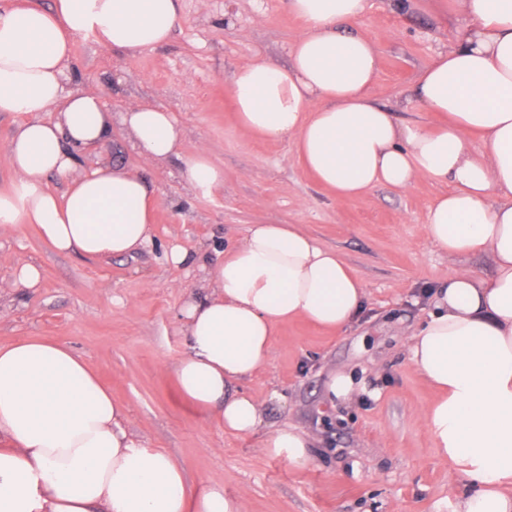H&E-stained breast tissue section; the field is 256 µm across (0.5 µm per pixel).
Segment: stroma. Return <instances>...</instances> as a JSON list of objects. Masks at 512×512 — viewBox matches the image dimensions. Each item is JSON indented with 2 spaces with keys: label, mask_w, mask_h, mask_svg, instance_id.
Here are the masks:
<instances>
[{
  "label": "stroma",
  "mask_w": 512,
  "mask_h": 512,
  "mask_svg": "<svg viewBox=\"0 0 512 512\" xmlns=\"http://www.w3.org/2000/svg\"><path fill=\"white\" fill-rule=\"evenodd\" d=\"M450 0H371L359 22L379 54L372 100L396 121L435 123L413 95L421 70L454 45L462 24ZM303 29L285 0H179V23L164 44L129 56L76 37L67 87L90 90L110 112L109 138L78 154L74 174L108 165L144 179L160 198L154 246L131 256L89 260L55 251L29 224H0V346L24 336L69 346L130 408L126 427L167 452L190 486L215 480L245 499V512H452L450 485L467 477L434 448L421 411L434 390L412 366L408 335L430 310L428 292L453 267L425 232L427 209L445 187L427 180L405 190L378 187L336 197L299 162L291 142L244 135L230 97L235 67L247 59L284 66ZM139 103L173 112L176 155L138 154L122 112ZM224 171L200 195L180 178L198 152ZM254 224H298L337 250L367 292L344 332L306 321L278 327L271 356L240 391L265 402L264 421L237 436L179 395L173 363L188 349L181 309L209 288L199 270L224 257ZM174 244L189 265L165 260ZM38 263L39 284L13 281L15 266ZM367 390L332 399L334 376ZM309 433L302 467L264 449L275 428Z\"/></svg>",
  "instance_id": "35a3bbf8"
}]
</instances>
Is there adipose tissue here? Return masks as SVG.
<instances>
[{
	"label": "adipose tissue",
	"mask_w": 512,
	"mask_h": 512,
	"mask_svg": "<svg viewBox=\"0 0 512 512\" xmlns=\"http://www.w3.org/2000/svg\"><path fill=\"white\" fill-rule=\"evenodd\" d=\"M304 29L281 67L250 59L235 69V118L247 135L288 140L314 178L339 197L420 180L449 184L425 231L454 270L431 296L409 357L435 390L422 418L440 455L471 485L453 512H512V0H452L465 23L455 45L420 73L414 95L442 125L398 123L369 96L377 52L356 26L370 0H287ZM178 0H19L0 12V112L29 114L8 150L0 224H30L57 252L88 259L148 248L159 198L139 176L98 167L71 178L74 154L105 140L112 120L93 92L64 87L76 37L137 54L165 43ZM140 155H175L171 112L135 105L121 115ZM482 139L471 153L468 134ZM69 176L52 192L50 174ZM488 255L480 278L460 259ZM211 290L183 307L189 348L174 365L181 396L226 432L254 433L264 402L235 390L269 360L276 327L305 320L350 324L366 297L338 251L298 224H258L206 267ZM127 409L65 345L25 338L0 347V512H244L223 483L190 487L173 458L126 429ZM267 451L301 466L311 439L273 431Z\"/></svg>",
	"instance_id": "adipose-tissue-1"
}]
</instances>
